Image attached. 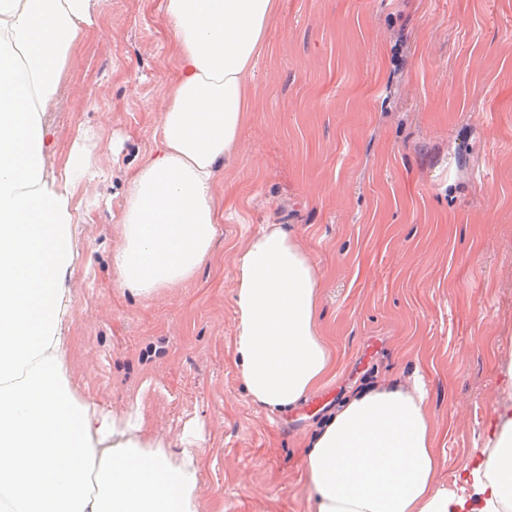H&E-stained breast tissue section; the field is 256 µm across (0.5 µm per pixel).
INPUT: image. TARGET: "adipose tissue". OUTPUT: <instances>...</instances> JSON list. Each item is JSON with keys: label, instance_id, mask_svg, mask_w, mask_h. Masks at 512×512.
<instances>
[{"label": "adipose tissue", "instance_id": "1", "mask_svg": "<svg viewBox=\"0 0 512 512\" xmlns=\"http://www.w3.org/2000/svg\"><path fill=\"white\" fill-rule=\"evenodd\" d=\"M98 0H0V501L13 512H202L201 445H153L141 410L116 419L74 384L64 323L81 220L74 194L99 175L82 130L49 168L50 114ZM278 0H164L179 47L154 150L128 179L112 252L120 288L144 299L188 282L218 233L215 181L238 151L248 78ZM237 364L250 399L295 406L324 380L319 275L294 234L265 225L235 256ZM315 512H512V407L486 445L438 485L423 392L352 394L305 459Z\"/></svg>", "mask_w": 512, "mask_h": 512}]
</instances>
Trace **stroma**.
Wrapping results in <instances>:
<instances>
[{
    "instance_id": "35a3bbf8",
    "label": "stroma",
    "mask_w": 512,
    "mask_h": 512,
    "mask_svg": "<svg viewBox=\"0 0 512 512\" xmlns=\"http://www.w3.org/2000/svg\"><path fill=\"white\" fill-rule=\"evenodd\" d=\"M50 129L59 165L101 133L104 177L78 197L68 335L84 394L147 436L205 449L206 512H315L307 436L352 392L418 386L452 486L512 403V0H279L239 151L218 174L220 233L195 276L149 300L111 255L128 176L154 148L176 75L162 0H99ZM281 224L319 276L322 384L272 413L235 352L234 256Z\"/></svg>"
}]
</instances>
